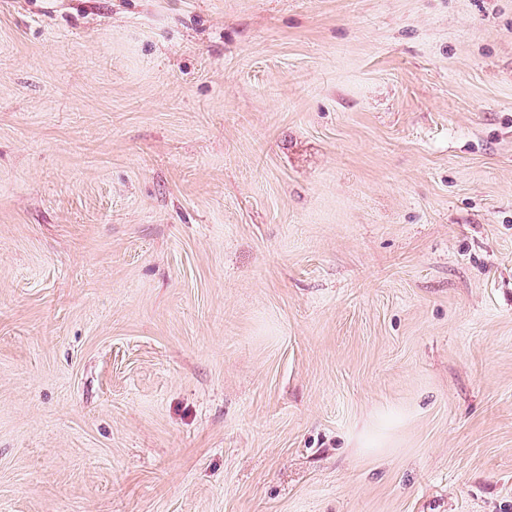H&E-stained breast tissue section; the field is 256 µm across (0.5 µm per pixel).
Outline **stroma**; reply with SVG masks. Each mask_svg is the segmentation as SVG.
<instances>
[{
  "label": "stroma",
  "instance_id": "1",
  "mask_svg": "<svg viewBox=\"0 0 512 512\" xmlns=\"http://www.w3.org/2000/svg\"><path fill=\"white\" fill-rule=\"evenodd\" d=\"M0 512H512V0H0Z\"/></svg>",
  "mask_w": 512,
  "mask_h": 512
}]
</instances>
